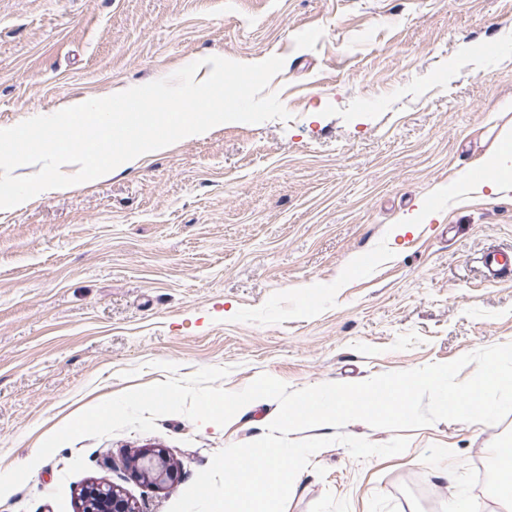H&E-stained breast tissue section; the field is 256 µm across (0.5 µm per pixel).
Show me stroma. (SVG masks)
Masks as SVG:
<instances>
[{
	"label": "stroma",
	"instance_id": "stroma-1",
	"mask_svg": "<svg viewBox=\"0 0 512 512\" xmlns=\"http://www.w3.org/2000/svg\"><path fill=\"white\" fill-rule=\"evenodd\" d=\"M205 56L283 57L267 91L288 119L219 125L0 209V474L34 465L0 512H79L94 483L168 512L278 412L263 399L215 429L165 415L35 462L65 421L166 380L167 362L179 378L226 367L230 392L263 374L299 390L512 343V283L481 264L512 247V195L437 205L512 134V0H0V129ZM421 202L435 218L390 236ZM404 435L405 452L364 461L324 447L285 512H443L453 492L506 512L486 477L512 414ZM147 448L175 469L164 489L132 472Z\"/></svg>",
	"mask_w": 512,
	"mask_h": 512
}]
</instances>
